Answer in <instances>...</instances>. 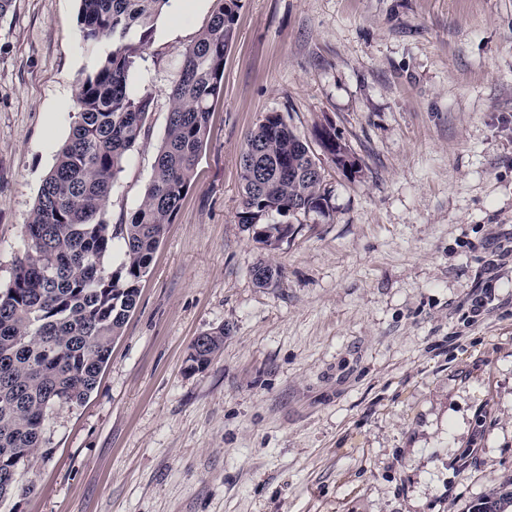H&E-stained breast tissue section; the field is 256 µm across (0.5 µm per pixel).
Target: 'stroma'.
Segmentation results:
<instances>
[{
	"label": "stroma",
	"instance_id": "1",
	"mask_svg": "<svg viewBox=\"0 0 512 512\" xmlns=\"http://www.w3.org/2000/svg\"><path fill=\"white\" fill-rule=\"evenodd\" d=\"M79 0L0 18V289L71 134ZM218 0H169L129 74L149 97L106 223L153 176L168 94ZM197 176L95 389L55 408L0 512H472L512 480V0H242ZM331 125L333 210L272 249L239 224L267 113ZM279 276L256 284L255 267ZM482 308H475L476 300ZM224 330L199 372L197 336ZM202 336H212L209 338L207 347L196 353H190L186 358V367L188 371L195 372L203 370L211 361V358L217 354L224 346V330L223 328H216L209 333Z\"/></svg>",
	"mask_w": 512,
	"mask_h": 512
}]
</instances>
